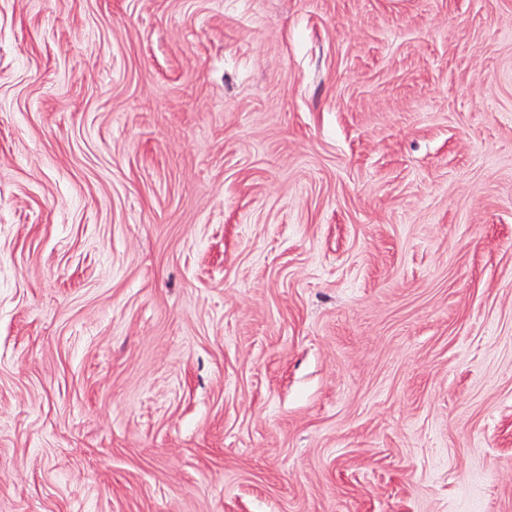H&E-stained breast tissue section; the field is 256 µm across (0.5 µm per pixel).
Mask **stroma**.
Returning <instances> with one entry per match:
<instances>
[{"label":"stroma","instance_id":"stroma-1","mask_svg":"<svg viewBox=\"0 0 512 512\" xmlns=\"http://www.w3.org/2000/svg\"><path fill=\"white\" fill-rule=\"evenodd\" d=\"M0 512H512V0H0Z\"/></svg>","mask_w":512,"mask_h":512}]
</instances>
